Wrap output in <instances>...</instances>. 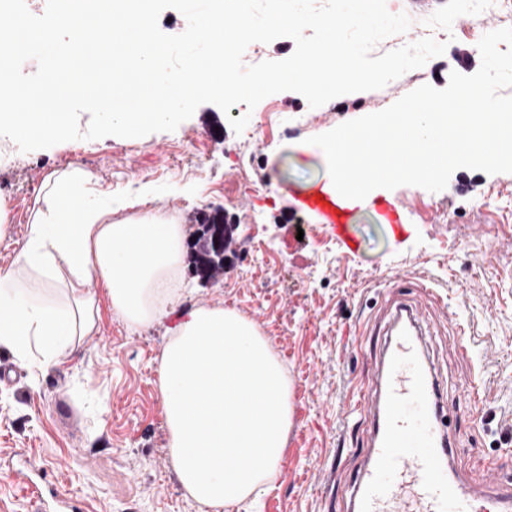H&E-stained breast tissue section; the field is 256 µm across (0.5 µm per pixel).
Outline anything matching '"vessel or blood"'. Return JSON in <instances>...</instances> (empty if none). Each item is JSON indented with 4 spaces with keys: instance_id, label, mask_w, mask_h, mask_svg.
I'll return each mask as SVG.
<instances>
[{
    "instance_id": "vessel-or-blood-1",
    "label": "vessel or blood",
    "mask_w": 512,
    "mask_h": 512,
    "mask_svg": "<svg viewBox=\"0 0 512 512\" xmlns=\"http://www.w3.org/2000/svg\"><path fill=\"white\" fill-rule=\"evenodd\" d=\"M439 385L416 330H391L380 365L350 409L370 420V443L350 487V512H512V486L487 465L480 488L458 473L457 438L447 426ZM35 512H73L56 488L44 500L38 480L19 473Z\"/></svg>"
}]
</instances>
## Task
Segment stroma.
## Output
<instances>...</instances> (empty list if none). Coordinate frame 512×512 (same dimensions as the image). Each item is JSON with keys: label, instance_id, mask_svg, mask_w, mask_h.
I'll use <instances>...</instances> for the list:
<instances>
[{"label": "stroma", "instance_id": "1", "mask_svg": "<svg viewBox=\"0 0 512 512\" xmlns=\"http://www.w3.org/2000/svg\"><path fill=\"white\" fill-rule=\"evenodd\" d=\"M408 15L406 33L379 42L381 55L425 37L445 43L430 59L380 90L310 108L286 91L262 100L235 133L216 105L199 106L172 132L141 138L79 139L21 151L8 142L0 202V267L26 239L45 176L76 167L86 200H130L132 211L177 214L188 231L223 208L237 252L223 278L203 283L180 270L183 304L223 303L253 321L293 387V426L282 470L257 504L229 512H347L349 486L369 443V422L349 413L352 386L376 364L387 340L391 291L413 292L420 272L439 301L420 298L425 354L453 405L456 465L473 483L493 462L512 480V174L462 168L447 187L378 188L338 211L317 204L329 180L309 137L385 109L451 72L470 75L488 32L512 27L499 0H386ZM470 329L458 354L455 324ZM166 326L135 329L102 305L96 329L51 364L23 367L0 384V461L28 455L50 482L69 488L79 512H200L179 484L159 392ZM482 383L473 409L461 392Z\"/></svg>", "mask_w": 512, "mask_h": 512}]
</instances>
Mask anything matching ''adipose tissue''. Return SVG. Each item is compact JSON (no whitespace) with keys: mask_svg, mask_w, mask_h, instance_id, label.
Returning a JSON list of instances; mask_svg holds the SVG:
<instances>
[{"mask_svg":"<svg viewBox=\"0 0 512 512\" xmlns=\"http://www.w3.org/2000/svg\"><path fill=\"white\" fill-rule=\"evenodd\" d=\"M84 179L76 169L46 177L26 244L0 268V347L20 360L73 348L95 328L100 297L136 328L164 323L178 301L185 225L150 210L117 219L121 198L82 205L74 188ZM159 388L173 468L202 512L259 497L280 470L293 405L256 325L220 303L186 310L161 354Z\"/></svg>","mask_w":512,"mask_h":512,"instance_id":"obj_1","label":"adipose tissue"}]
</instances>
